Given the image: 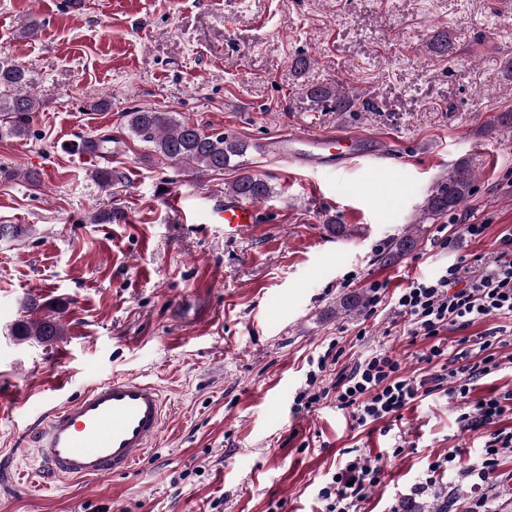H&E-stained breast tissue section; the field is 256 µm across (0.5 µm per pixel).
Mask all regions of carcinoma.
Returning <instances> with one entry per match:
<instances>
[{
    "label": "carcinoma",
    "instance_id": "carcinoma-1",
    "mask_svg": "<svg viewBox=\"0 0 512 512\" xmlns=\"http://www.w3.org/2000/svg\"><path fill=\"white\" fill-rule=\"evenodd\" d=\"M454 44L446 35L429 43V51L437 56H449ZM307 93L320 101H332L338 112H349L357 97L351 92L313 86ZM42 101L34 88V77L28 69L0 61V139H24L31 133V124ZM128 129L134 137L152 146L154 152L166 160L191 167L199 174L222 173L228 167L239 166L250 145L247 141L222 132L207 133L192 122L181 120L170 112L134 108L126 113ZM82 148L112 155V138L105 135L90 137ZM475 175L464 163L458 164L428 194L420 207L422 221L437 219L452 213L473 195ZM230 192L251 200L263 202L274 194V189L263 178L242 172L228 185ZM421 225L413 224L401 237L390 244L388 258H400L416 248ZM366 299L351 294L336 301L337 313L351 316L359 313ZM11 335L22 341L50 343L64 335L62 325L52 316L24 317L11 327Z\"/></svg>",
    "mask_w": 512,
    "mask_h": 512
}]
</instances>
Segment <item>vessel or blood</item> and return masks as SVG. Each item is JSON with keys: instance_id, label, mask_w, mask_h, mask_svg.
I'll list each match as a JSON object with an SVG mask.
<instances>
[{"instance_id": "b4317fda", "label": "vessel or blood", "mask_w": 512, "mask_h": 512, "mask_svg": "<svg viewBox=\"0 0 512 512\" xmlns=\"http://www.w3.org/2000/svg\"><path fill=\"white\" fill-rule=\"evenodd\" d=\"M357 135L296 129L273 139L269 150L305 164L347 160ZM228 231L257 223L256 204L228 194L212 208ZM166 417L160 389L136 377H115L90 387L74 402L47 412L29 440L27 456L47 479L94 481L131 473L159 437Z\"/></svg>"}]
</instances>
